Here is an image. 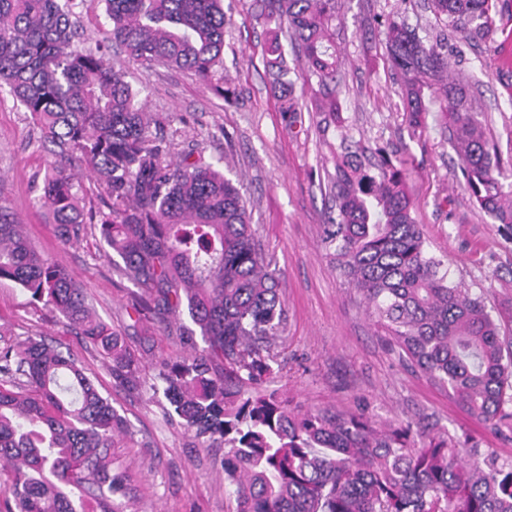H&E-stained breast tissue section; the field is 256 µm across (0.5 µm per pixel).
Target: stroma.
<instances>
[{"label": "stroma", "mask_w": 512, "mask_h": 512, "mask_svg": "<svg viewBox=\"0 0 512 512\" xmlns=\"http://www.w3.org/2000/svg\"><path fill=\"white\" fill-rule=\"evenodd\" d=\"M504 0H492V22L483 39L448 33L452 76L468 83L476 109L485 113L503 156L512 155V72L500 71L494 52L505 40ZM223 66L219 75L237 100L223 98L188 72L128 61L110 46L104 10L82 11L77 49L106 48L123 66L140 100L173 139L176 156L223 160L227 177L240 181L251 203L261 244L279 269L287 328L280 348L283 370L267 390L284 392L293 409L360 414L375 427L411 424L413 432L447 435L465 447L512 459V429L495 433L470 418L447 392L432 386L403 361L362 298L349 288L322 242L332 204L324 168L342 134L368 150L386 148L401 161L407 192L429 243L447 263L451 279L482 297L499 320L512 315V229L494 223L471 200L457 156L429 113L420 135H411L377 18L405 17L424 43L443 30L430 0H339L332 23L339 51L338 98L344 128L313 112H284L268 90L265 38L277 28L253 0H224ZM27 112L0 93V203L24 224L31 245L86 287L96 315L112 325L142 361L141 385L129 389L112 377L99 350L62 316L33 304L18 284L0 280V340L34 337L60 345L94 377L101 393L126 420L115 439L114 459L128 477L121 512H234L224 479V450L194 437L168 415L153 391L163 363L188 356L180 334L188 317L138 318L131 307L138 289L106 256L98 230L65 245L38 204V181L53 161Z\"/></svg>", "instance_id": "obj_1"}]
</instances>
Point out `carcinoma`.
<instances>
[{
	"label": "carcinoma",
	"instance_id": "cac0c4a2",
	"mask_svg": "<svg viewBox=\"0 0 512 512\" xmlns=\"http://www.w3.org/2000/svg\"><path fill=\"white\" fill-rule=\"evenodd\" d=\"M95 0H0V89L28 112L56 147L40 200L60 240L99 227L123 277L140 288V318L187 313L189 357L158 373L170 409L198 439L227 447L222 466L235 512H512V460L493 453L462 461L444 436L410 441L362 415L292 411L276 391L250 395L282 371L277 342L285 308L273 261L261 247L239 184L213 163L173 160L174 143L100 50L78 51L75 8ZM436 17L463 28L491 22L490 0H432ZM107 34L128 59L187 71L225 94L215 78L224 49L223 0H105ZM338 0H262L261 14L287 22L309 77L310 111L342 118L337 54L329 22ZM391 68L411 135L439 104L471 199L512 227V161L475 112L465 85L448 75V43L426 45L386 21ZM269 90L288 100V60L278 34L267 41ZM84 164L102 185L105 208L87 209L71 172ZM334 206L323 241L336 269L385 328L399 356L448 390L479 422L512 424V337L481 297L463 291L428 250L388 154L371 170L344 148L325 171ZM15 281L112 363V377L136 389L139 358L94 315L86 291L38 252L0 205V279ZM205 347L197 348L195 336ZM124 418L61 347L28 337L0 346V459L16 464L0 489V512H86L88 500L121 493L112 471Z\"/></svg>",
	"mask_w": 512,
	"mask_h": 512
}]
</instances>
